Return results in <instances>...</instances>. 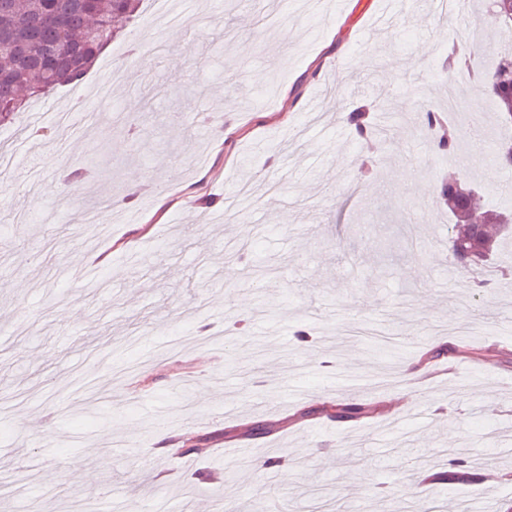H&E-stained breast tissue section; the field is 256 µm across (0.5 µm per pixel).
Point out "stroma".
<instances>
[{
	"mask_svg": "<svg viewBox=\"0 0 512 512\" xmlns=\"http://www.w3.org/2000/svg\"><path fill=\"white\" fill-rule=\"evenodd\" d=\"M195 0L155 54L146 0L79 84L32 100L0 129V148L28 163L0 165V505L69 512L75 500H111L114 512H177L185 488L211 512H303L308 491L363 497L368 512L410 504L408 485L447 466L462 445L478 483L437 486L453 501L512 503V276L486 268L475 308L470 280L448 243L436 182L457 175L478 207L504 171L470 160L473 121L486 141L500 124L491 97L458 74L457 158L438 156L420 111L443 104L440 60L454 18L431 0L379 27L380 0H312L267 14L270 0ZM471 0V44L492 66L512 32L490 28ZM119 120L81 114L59 145L45 112L89 104L111 70ZM194 88L146 101L145 86ZM415 84L420 93L407 98ZM326 115L307 123L309 101ZM388 105L375 151L344 114L360 100ZM232 126L227 142L213 136ZM91 165L84 189L66 166ZM110 200L136 214L106 239L62 227L55 197ZM394 241L399 257L378 251ZM107 253L79 287L61 279L75 253ZM272 269L255 284L254 261ZM308 345H300L299 332ZM438 402L436 418L393 421L403 398ZM358 402L372 417L339 422L326 407ZM187 446L160 449L154 422ZM270 432L256 437L254 425ZM52 435H45V428ZM204 454L193 453V446ZM228 446L244 458L224 457ZM353 449L343 459V449ZM292 452L288 476L268 481L262 458Z\"/></svg>",
	"mask_w": 512,
	"mask_h": 512,
	"instance_id": "stroma-1",
	"label": "stroma"
}]
</instances>
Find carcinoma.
<instances>
[{"label":"carcinoma","instance_id":"cac0c4a2","mask_svg":"<svg viewBox=\"0 0 512 512\" xmlns=\"http://www.w3.org/2000/svg\"><path fill=\"white\" fill-rule=\"evenodd\" d=\"M141 0H93L86 10L79 0H0V125L15 122L26 110L33 96L80 81L91 68L98 53L120 32L121 24L135 20L141 10ZM490 24L512 29V0H496ZM466 69L476 76L479 84L489 92L504 125H512V65L500 60L489 71L480 69L477 55L471 47L451 40L444 70L453 74ZM445 109L431 106L422 110L424 127L436 132L435 153L452 157L457 154L460 130L453 120H445ZM345 120L359 139L373 141L382 138L376 128L370 109L360 107L350 112ZM512 140L496 145L493 153L495 167L512 170L508 154ZM440 194L448 205L453 225L472 218L474 198L463 193L457 181L450 179L441 185ZM472 241L499 249L509 231L500 225L483 224L476 228L462 227ZM330 417L340 421L360 420L369 414L364 405H333ZM479 474L471 471L438 472L432 481L446 484L450 481L476 482Z\"/></svg>","mask_w":512,"mask_h":512}]
</instances>
